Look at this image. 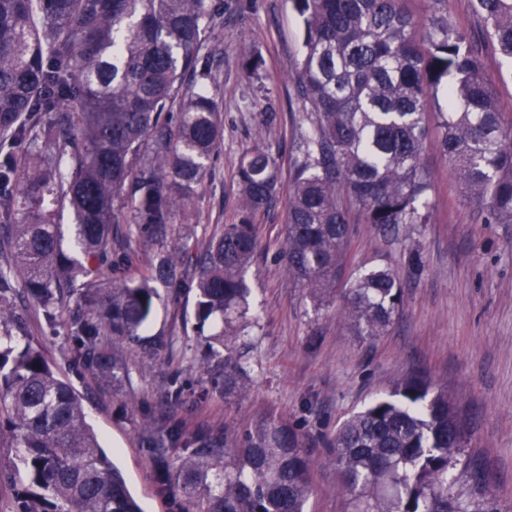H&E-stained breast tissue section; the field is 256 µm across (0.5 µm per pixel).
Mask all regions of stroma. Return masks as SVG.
Masks as SVG:
<instances>
[{
	"instance_id": "obj_1",
	"label": "stroma",
	"mask_w": 512,
	"mask_h": 512,
	"mask_svg": "<svg viewBox=\"0 0 512 512\" xmlns=\"http://www.w3.org/2000/svg\"><path fill=\"white\" fill-rule=\"evenodd\" d=\"M304 29L291 0H224V19L207 44L212 81L205 87L221 104L224 144L193 204V223L235 224L241 218L237 168L263 146L276 159L278 192L254 219L262 246L247 274L258 325L241 351L251 387L240 399L163 402L167 390L199 379L193 298L174 301L159 289L149 333L171 339L172 358L132 354L129 385L103 386L73 360L64 327L48 329L37 306L19 303V333L39 347L83 399L87 421L122 472L143 512H182L177 497L155 482L159 458L141 438V405L195 433L221 427L236 435L266 414L300 425L311 459L306 512H344L328 445L352 414L400 379L421 372L447 388L464 420L468 446L501 512H512V224H484L453 178L437 133L426 143L429 221L385 237L352 218V240L341 281L362 266L382 264L403 287V304L378 338L355 336L340 316V301L315 308L281 270L288 189L302 160L309 110L292 74L302 61ZM261 60L250 70V57ZM498 91L504 128H512V67L485 60ZM421 256L419 268L408 261Z\"/></svg>"
}]
</instances>
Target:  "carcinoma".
Returning a JSON list of instances; mask_svg holds the SVG:
<instances>
[{
  "instance_id": "cac0c4a2",
  "label": "carcinoma",
  "mask_w": 512,
  "mask_h": 512,
  "mask_svg": "<svg viewBox=\"0 0 512 512\" xmlns=\"http://www.w3.org/2000/svg\"><path fill=\"white\" fill-rule=\"evenodd\" d=\"M409 0H292L305 31L294 75L310 106L303 161L288 193L281 261L322 306L351 243V209L382 234L428 223L423 163L430 124L486 224L512 223V131L500 122L483 49L448 21L447 0L421 18ZM491 50L512 64V0H472ZM224 0H0V447L13 461L9 512H141L86 422L74 387L41 349L13 334L12 277L50 326L66 315L74 356L114 389L127 355L172 353L144 337L165 286L191 293L206 347L200 397L242 398L250 368L245 273L261 247L253 217L278 191L261 146L238 165L237 224L178 234L224 141L202 51ZM69 211V231L56 223ZM153 241L146 273L114 257L112 225ZM75 307H66V299ZM393 271L364 269L342 289L345 324L382 335L402 305ZM144 442L177 448L155 472L187 512H305L310 458L301 435L270 415L227 447L224 431L188 434L141 409ZM347 512H499L471 464L448 392L410 376L352 415L330 443Z\"/></svg>"
}]
</instances>
